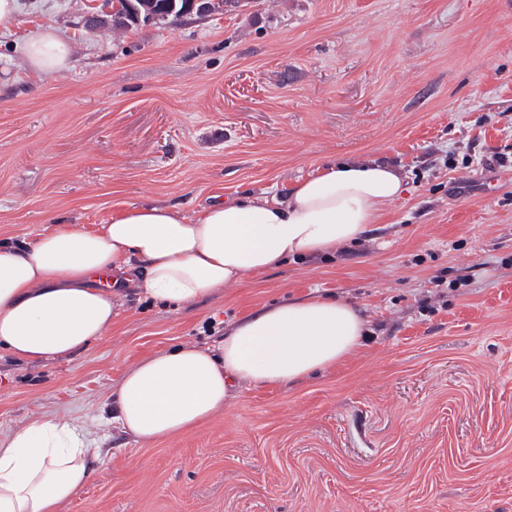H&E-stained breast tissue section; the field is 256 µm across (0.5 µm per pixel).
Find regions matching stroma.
<instances>
[{"mask_svg":"<svg viewBox=\"0 0 512 512\" xmlns=\"http://www.w3.org/2000/svg\"><path fill=\"white\" fill-rule=\"evenodd\" d=\"M0 32V241L114 203L194 211L377 158L406 193L361 241L179 311L127 293L112 331L37 365L0 357V432L93 423L125 368L211 345L272 301L332 292L367 321L351 361L242 387L174 440L101 434L59 512H512V0H251L89 26L112 0H18ZM53 26L70 68L27 75ZM505 167L488 168L494 153Z\"/></svg>","mask_w":512,"mask_h":512,"instance_id":"35a3bbf8","label":"stroma"}]
</instances>
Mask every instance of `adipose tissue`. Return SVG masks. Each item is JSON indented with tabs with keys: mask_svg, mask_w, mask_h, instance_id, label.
Returning a JSON list of instances; mask_svg holds the SVG:
<instances>
[{
	"mask_svg": "<svg viewBox=\"0 0 512 512\" xmlns=\"http://www.w3.org/2000/svg\"><path fill=\"white\" fill-rule=\"evenodd\" d=\"M30 74L68 67L72 45L50 26L22 44ZM406 189L378 161L324 164L287 195L244 193L192 214L120 206L93 231L59 224L24 245L0 243V350L39 363L85 350L112 330L124 288L174 307L240 287L285 260L304 262L359 241ZM367 324L347 301L310 296L264 308L206 347L182 343L129 366L112 390L113 423L148 445L191 432L239 386L285 388L356 355ZM83 424L34 417L0 432V512H57L86 486L99 449Z\"/></svg>",
	"mask_w": 512,
	"mask_h": 512,
	"instance_id": "ef3b65f1",
	"label": "adipose tissue"
}]
</instances>
